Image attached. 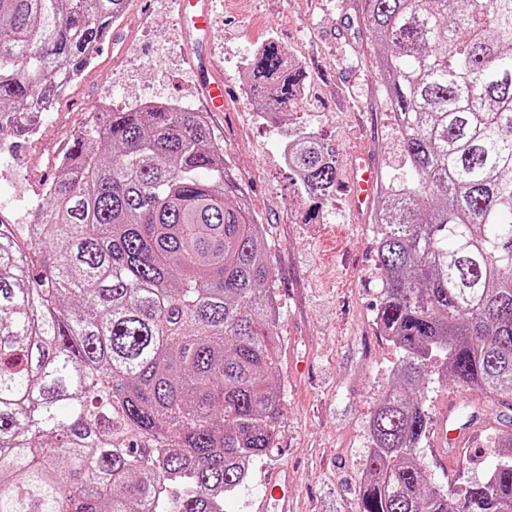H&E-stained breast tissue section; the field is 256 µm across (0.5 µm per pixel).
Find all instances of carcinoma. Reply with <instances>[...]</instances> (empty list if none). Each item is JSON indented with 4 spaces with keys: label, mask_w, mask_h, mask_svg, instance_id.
Listing matches in <instances>:
<instances>
[{
    "label": "carcinoma",
    "mask_w": 512,
    "mask_h": 512,
    "mask_svg": "<svg viewBox=\"0 0 512 512\" xmlns=\"http://www.w3.org/2000/svg\"><path fill=\"white\" fill-rule=\"evenodd\" d=\"M129 0H0V135L81 75ZM412 179L380 210L374 323L399 351L368 420L359 512H512V431L481 483H430L431 380L512 401V0H364ZM269 115L307 77L248 59ZM33 224L0 218V512H225L284 398L265 225L201 112L112 111L75 135ZM300 194L336 149L288 141Z\"/></svg>",
    "instance_id": "cac0c4a2"
}]
</instances>
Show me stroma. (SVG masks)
Instances as JSON below:
<instances>
[{"instance_id": "1", "label": "stroma", "mask_w": 512, "mask_h": 512, "mask_svg": "<svg viewBox=\"0 0 512 512\" xmlns=\"http://www.w3.org/2000/svg\"><path fill=\"white\" fill-rule=\"evenodd\" d=\"M180 0H129L120 25L126 39L104 41L94 64L37 137L0 139V215L14 223L33 220L42 201L32 175L54 173L48 154L83 130L101 103L132 108L135 99L179 100L209 112L182 48ZM210 50L227 91L224 112H209L227 167L245 188L251 209L265 224L277 269L281 311V367L285 399L275 449L257 462L248 481L226 504L227 512H256L264 472L291 468L297 491L293 512H359L358 486L370 450L369 415L393 382L399 352L373 324L378 303L373 214L393 183L409 179L383 79L370 62L371 43L361 20L363 0H214ZM279 39L308 74L302 109L280 123L261 126L251 116L246 61L257 28ZM306 127L334 145L336 191L314 220L312 204L281 162L287 134ZM366 152L380 183L370 213L356 216L348 192L351 160ZM307 360L295 374L292 361ZM426 404L439 415L448 401L460 420L480 414L467 448L449 455L440 469L428 436L418 450L432 484L482 482L487 450L501 405L453 383L431 382Z\"/></svg>"}]
</instances>
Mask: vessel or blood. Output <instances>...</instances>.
Returning <instances> with one entry per match:
<instances>
[{"label":"vessel or blood","mask_w":512,"mask_h":512,"mask_svg":"<svg viewBox=\"0 0 512 512\" xmlns=\"http://www.w3.org/2000/svg\"><path fill=\"white\" fill-rule=\"evenodd\" d=\"M182 4L193 11L191 24L184 26L182 30L184 48L193 63L199 83L206 92L210 109L223 111L224 79L218 74L208 49L212 0H182ZM350 181L352 207L355 211H362L369 207L378 185V171L368 154L354 155ZM471 435V425L458 423L452 411L443 412L437 432L438 455L447 456L449 449L465 445ZM295 492L291 471L285 467L274 469L264 481L260 512H291Z\"/></svg>","instance_id":"obj_1"}]
</instances>
